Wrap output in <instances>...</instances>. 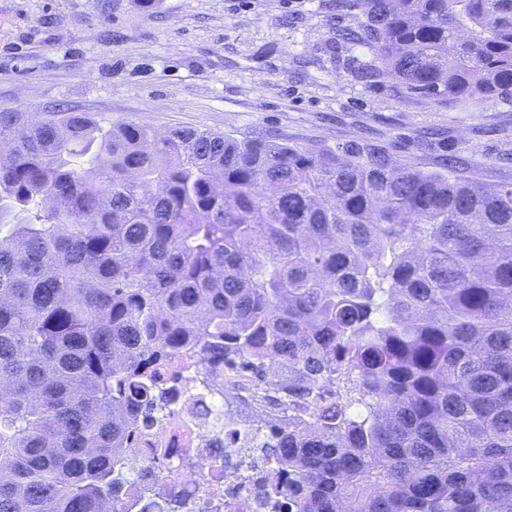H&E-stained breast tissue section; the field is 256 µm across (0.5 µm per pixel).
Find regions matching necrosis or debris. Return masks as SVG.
Instances as JSON below:
<instances>
[{
    "mask_svg": "<svg viewBox=\"0 0 512 512\" xmlns=\"http://www.w3.org/2000/svg\"><path fill=\"white\" fill-rule=\"evenodd\" d=\"M224 381L223 365L207 370L179 361L175 398L157 405L124 461L126 470L149 477L124 488L119 512H158L175 495L183 500L181 512H282L276 498L260 493L279 483L276 465L258 454L254 435L224 419ZM203 401L213 416L198 414Z\"/></svg>",
    "mask_w": 512,
    "mask_h": 512,
    "instance_id": "1",
    "label": "necrosis or debris"
}]
</instances>
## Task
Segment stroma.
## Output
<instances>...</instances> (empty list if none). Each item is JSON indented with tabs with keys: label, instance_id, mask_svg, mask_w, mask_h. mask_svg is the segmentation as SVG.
Masks as SVG:
<instances>
[{
	"label": "stroma",
	"instance_id": "35a3bbf8",
	"mask_svg": "<svg viewBox=\"0 0 512 512\" xmlns=\"http://www.w3.org/2000/svg\"><path fill=\"white\" fill-rule=\"evenodd\" d=\"M0 0V107L82 112L164 135L207 129L324 155L512 183V99L438 103L341 38L354 0ZM274 412L224 398L257 436Z\"/></svg>",
	"mask_w": 512,
	"mask_h": 512
}]
</instances>
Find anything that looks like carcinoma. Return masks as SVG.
<instances>
[{
  "label": "carcinoma",
  "instance_id": "carcinoma-1",
  "mask_svg": "<svg viewBox=\"0 0 512 512\" xmlns=\"http://www.w3.org/2000/svg\"><path fill=\"white\" fill-rule=\"evenodd\" d=\"M411 92L512 98V0H356ZM0 512H99L190 353L293 411L288 512H512V183L0 108Z\"/></svg>",
  "mask_w": 512,
  "mask_h": 512
}]
</instances>
